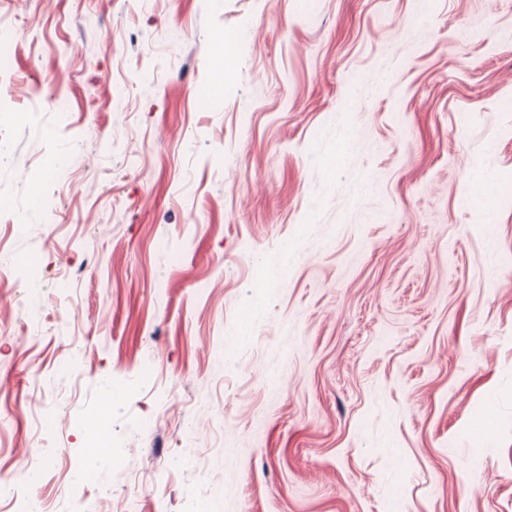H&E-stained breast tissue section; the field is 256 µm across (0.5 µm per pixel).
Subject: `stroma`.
<instances>
[{"mask_svg":"<svg viewBox=\"0 0 512 512\" xmlns=\"http://www.w3.org/2000/svg\"><path fill=\"white\" fill-rule=\"evenodd\" d=\"M0 9V512H512V0Z\"/></svg>","mask_w":512,"mask_h":512,"instance_id":"35a3bbf8","label":"stroma"}]
</instances>
